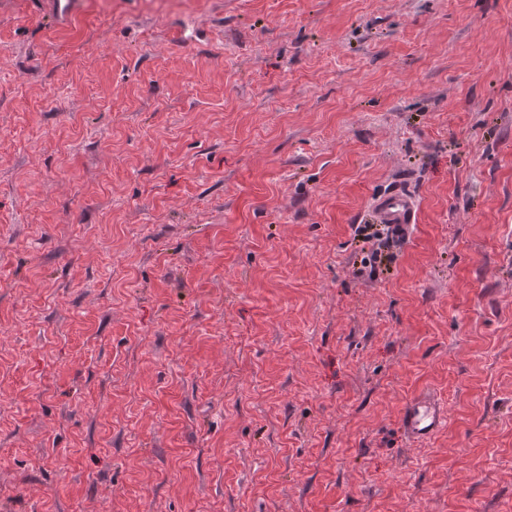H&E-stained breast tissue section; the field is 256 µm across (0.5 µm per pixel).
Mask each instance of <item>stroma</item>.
<instances>
[{
  "label": "stroma",
  "instance_id": "35a3bbf8",
  "mask_svg": "<svg viewBox=\"0 0 512 512\" xmlns=\"http://www.w3.org/2000/svg\"><path fill=\"white\" fill-rule=\"evenodd\" d=\"M0 512H512V0H0ZM371 208L376 224L358 225L355 229L356 237L363 243L376 239L387 247L393 246L394 238L382 224H390L406 235L409 228L417 222L416 200L414 196L402 191H392L379 196ZM441 422L442 414L439 409L426 400L411 402L402 418L404 428L414 438H424L431 435Z\"/></svg>",
  "mask_w": 512,
  "mask_h": 512
}]
</instances>
